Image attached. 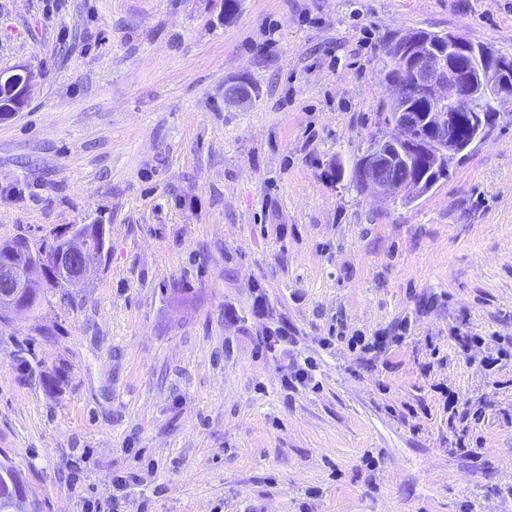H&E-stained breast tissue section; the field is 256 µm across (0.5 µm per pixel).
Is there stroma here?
<instances>
[{
	"instance_id": "1",
	"label": "stroma",
	"mask_w": 512,
	"mask_h": 512,
	"mask_svg": "<svg viewBox=\"0 0 512 512\" xmlns=\"http://www.w3.org/2000/svg\"><path fill=\"white\" fill-rule=\"evenodd\" d=\"M411 29L512 56V0H0V72L37 75L0 116V241L106 231L0 322V460L42 512H512V357L479 365L512 340V102L413 203L348 172ZM314 371L315 366L313 363L305 359L303 364L297 363L293 366L289 374V382L296 387L315 390L318 387V382L313 373Z\"/></svg>"
}]
</instances>
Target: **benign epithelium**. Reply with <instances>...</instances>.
<instances>
[{
	"instance_id": "obj_1",
	"label": "benign epithelium",
	"mask_w": 512,
	"mask_h": 512,
	"mask_svg": "<svg viewBox=\"0 0 512 512\" xmlns=\"http://www.w3.org/2000/svg\"><path fill=\"white\" fill-rule=\"evenodd\" d=\"M408 57V81L397 76L391 80L394 98L400 100L409 93L427 97L437 104L434 112H407L402 128L426 126L431 139L420 140L400 135L391 142V148L369 151L357 170L358 180L366 190L393 196L415 192L420 184L409 177H400L399 171L410 172L414 160L440 147L441 141L455 143V128L460 113L479 114V102H505L512 99V62L494 60L489 50L477 47L455 33H448L443 42L413 41ZM33 72L19 65L6 76L0 72V88L8 97L13 111L20 112L28 104ZM101 234L97 224L83 226L70 236V241L50 254L44 255L36 267L24 268L0 256V311L15 313L20 299L33 287L34 271L49 270L65 284L81 283L92 275L91 260L102 255L92 238Z\"/></svg>"
}]
</instances>
